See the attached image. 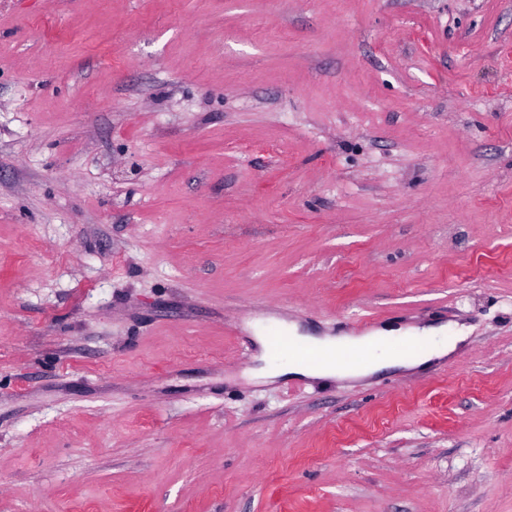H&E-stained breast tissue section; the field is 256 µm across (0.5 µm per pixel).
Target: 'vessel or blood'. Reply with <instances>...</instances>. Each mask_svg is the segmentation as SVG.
Segmentation results:
<instances>
[{"mask_svg":"<svg viewBox=\"0 0 512 512\" xmlns=\"http://www.w3.org/2000/svg\"><path fill=\"white\" fill-rule=\"evenodd\" d=\"M265 340L276 345L278 352L273 355V362L280 363L291 357H301L305 362L317 366H331L339 370L363 364L374 353L372 345L341 347L333 351H318L300 348L296 342L281 328L272 326L266 329Z\"/></svg>","mask_w":512,"mask_h":512,"instance_id":"b4317fda","label":"vessel or blood"}]
</instances>
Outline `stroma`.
Instances as JSON below:
<instances>
[{
    "instance_id": "1",
    "label": "stroma",
    "mask_w": 512,
    "mask_h": 512,
    "mask_svg": "<svg viewBox=\"0 0 512 512\" xmlns=\"http://www.w3.org/2000/svg\"><path fill=\"white\" fill-rule=\"evenodd\" d=\"M0 512H512V0H0ZM368 324L367 320H357L351 323L345 331V334L349 336L361 338H332L330 336L321 337L312 335L293 336L299 344L313 349H301L296 342L288 336L285 330L275 326L267 328L264 336L268 345L269 356L274 363L287 361L289 357L300 356L307 363L317 366H332L336 368V370L361 365L367 361L375 351H380V349H385L386 347L406 352L418 348V346L402 341H391L379 347L364 344L369 341L382 342L393 336H407L418 341H434L436 343L431 350L421 355H392L390 353L381 352L367 363L361 365L360 368L351 369L350 372L341 375L351 377L369 376L389 368L415 369L422 367L436 359L443 358L446 355L449 356L457 349L458 345L467 338L465 331L460 329L457 335L453 336L452 339L448 341V336H443L445 330L447 332V326L444 324H429L403 332L394 328H380L373 331L369 336H364L363 334L368 331ZM272 343L278 348L276 355L273 353ZM339 345L360 346L336 348V346ZM335 348L336 350L334 351L326 352L327 350H333ZM334 370H327L324 368L308 367L299 363L289 362L288 366L276 368L269 371L264 368V376L266 378L275 379L282 376L294 375L310 379H324L333 376Z\"/></svg>"
}]
</instances>
